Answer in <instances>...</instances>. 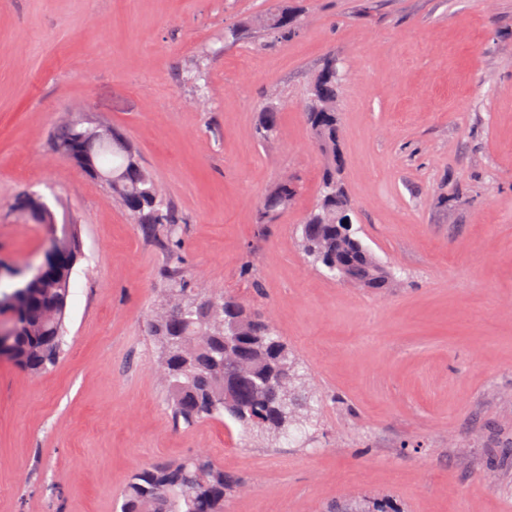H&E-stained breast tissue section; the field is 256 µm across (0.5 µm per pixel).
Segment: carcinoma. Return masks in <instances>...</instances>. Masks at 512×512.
<instances>
[{
  "label": "carcinoma",
  "instance_id": "obj_1",
  "mask_svg": "<svg viewBox=\"0 0 512 512\" xmlns=\"http://www.w3.org/2000/svg\"><path fill=\"white\" fill-rule=\"evenodd\" d=\"M282 37L294 32L295 15L281 9L264 20ZM327 64L315 77L304 104V112L317 147L330 155L322 175L315 208L301 224L299 246L315 265L336 273V259L349 263L348 280L386 283L387 268L355 236L352 224L344 223L351 210L340 174L344 160L336 151V101L340 82ZM92 126L75 121L62 126L53 142L58 152L78 157L91 145L94 158L112 170V192L132 220L147 233L157 225L169 226L170 258L177 264L178 217L164 204L159 185L139 161L128 140L114 133L105 144L89 142ZM294 187L280 183L259 212V223L269 213L284 207ZM31 214L47 222L49 244L57 259L37 280L29 281L19 271L6 277L21 288L0 289V314L9 316L8 332L0 335V359L39 374L60 357L65 317L71 294L72 274L81 257L74 224L53 223L48 206L37 200L24 205ZM168 294L154 311L150 331L160 349L159 376L170 393L175 426L187 428L225 415L237 422L251 438L286 432L303 417L309 397L302 386L296 363L272 328L233 295L214 297L202 288L191 292L182 287L179 270L169 275ZM236 329L239 357L248 370L249 382L235 397L224 392L228 361L224 336ZM243 482L224 474V468L195 456L168 464H146L136 469L124 486L120 512H224V501L241 490Z\"/></svg>",
  "mask_w": 512,
  "mask_h": 512
}]
</instances>
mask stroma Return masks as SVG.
<instances>
[{
    "instance_id": "1",
    "label": "stroma",
    "mask_w": 512,
    "mask_h": 512,
    "mask_svg": "<svg viewBox=\"0 0 512 512\" xmlns=\"http://www.w3.org/2000/svg\"><path fill=\"white\" fill-rule=\"evenodd\" d=\"M285 7L281 39L261 21ZM330 56L353 227L394 274L384 290L298 247L328 163L301 104ZM78 117L161 186L186 286L258 306L288 344L312 396L296 439L173 426L149 332L166 234L54 150ZM286 179L290 205L258 223ZM24 196L76 224L82 258L56 365L0 359V512H116L139 466L197 454L246 485L224 512H512V0H0V262L19 267L49 238Z\"/></svg>"
}]
</instances>
